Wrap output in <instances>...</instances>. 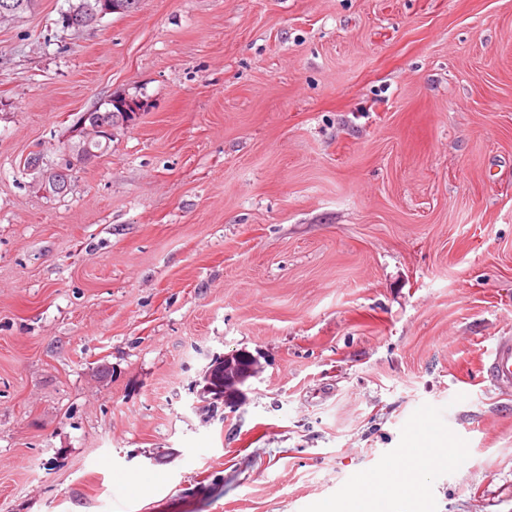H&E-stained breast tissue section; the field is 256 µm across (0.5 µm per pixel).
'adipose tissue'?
<instances>
[{
	"label": "adipose tissue",
	"instance_id": "adipose-tissue-1",
	"mask_svg": "<svg viewBox=\"0 0 512 512\" xmlns=\"http://www.w3.org/2000/svg\"><path fill=\"white\" fill-rule=\"evenodd\" d=\"M412 448L400 467L388 468L361 484L347 506L326 512H417L425 493L418 473L429 459L428 441L420 431L411 434Z\"/></svg>",
	"mask_w": 512,
	"mask_h": 512
}]
</instances>
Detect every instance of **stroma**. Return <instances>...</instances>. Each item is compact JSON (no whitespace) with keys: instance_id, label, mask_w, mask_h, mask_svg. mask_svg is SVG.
<instances>
[{"instance_id":"stroma-1","label":"stroma","mask_w":512,"mask_h":512,"mask_svg":"<svg viewBox=\"0 0 512 512\" xmlns=\"http://www.w3.org/2000/svg\"><path fill=\"white\" fill-rule=\"evenodd\" d=\"M69 5L0 19V512H317L416 428L419 512H512V0ZM95 0H78L77 3L69 6V9L61 15V23L64 28H71L70 19L72 12L77 9L81 12H87L93 7ZM125 10L123 0H96L92 10L86 14H77L72 20V26L75 28L85 27L114 13H122ZM114 97L106 100L102 103L98 108L94 109L89 113V119L87 120L89 125H91V120L103 119L107 123H101L97 127H91L93 131V136L98 135L105 139H114L118 132L122 129H125L130 125L131 120H119L121 116L124 114L123 110L114 104ZM104 106L103 111L101 107ZM119 120V121H117ZM116 121V122H115ZM115 122V123H109ZM482 369L493 386L512 383V339L500 340L493 349L486 353Z\"/></svg>"}]
</instances>
